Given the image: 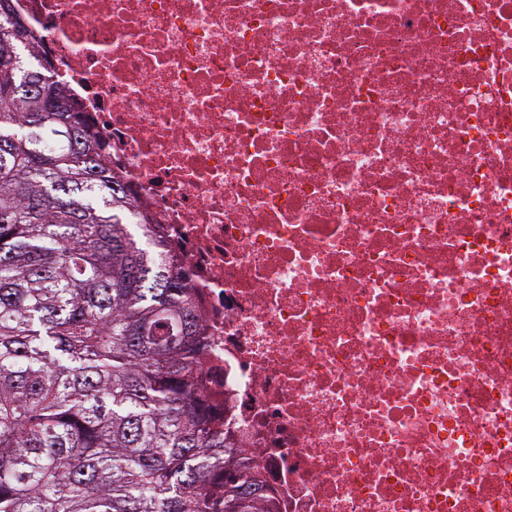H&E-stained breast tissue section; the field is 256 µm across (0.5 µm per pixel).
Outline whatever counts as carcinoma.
<instances>
[{"instance_id":"obj_1","label":"carcinoma","mask_w":512,"mask_h":512,"mask_svg":"<svg viewBox=\"0 0 512 512\" xmlns=\"http://www.w3.org/2000/svg\"><path fill=\"white\" fill-rule=\"evenodd\" d=\"M0 0V512H275L198 392L191 287Z\"/></svg>"}]
</instances>
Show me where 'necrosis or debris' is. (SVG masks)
Masks as SVG:
<instances>
[{
  "instance_id": "obj_1",
  "label": "necrosis or debris",
  "mask_w": 512,
  "mask_h": 512,
  "mask_svg": "<svg viewBox=\"0 0 512 512\" xmlns=\"http://www.w3.org/2000/svg\"><path fill=\"white\" fill-rule=\"evenodd\" d=\"M10 4L276 512H512V0Z\"/></svg>"
}]
</instances>
